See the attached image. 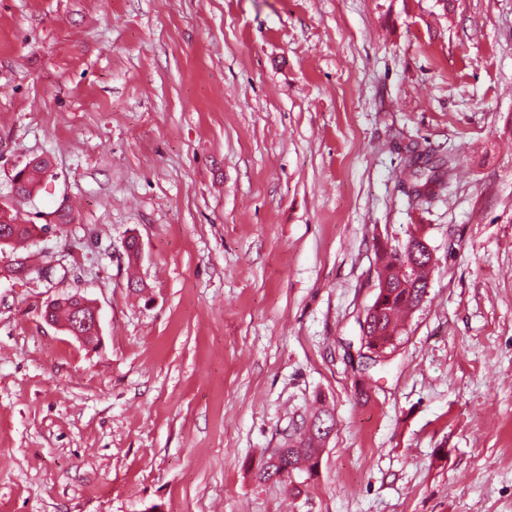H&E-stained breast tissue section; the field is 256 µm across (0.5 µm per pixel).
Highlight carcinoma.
I'll list each match as a JSON object with an SVG mask.
<instances>
[{
    "instance_id": "1",
    "label": "carcinoma",
    "mask_w": 512,
    "mask_h": 512,
    "mask_svg": "<svg viewBox=\"0 0 512 512\" xmlns=\"http://www.w3.org/2000/svg\"><path fill=\"white\" fill-rule=\"evenodd\" d=\"M413 159L408 167V177L413 189V196L417 202H423L435 195L436 190L442 188L448 177V169L444 163L430 162L423 158V154L417 149H412ZM50 162L46 159L29 161L20 169L24 176L19 187L18 198L25 200L39 191L43 182L48 177ZM37 225L29 224L21 218L20 212L9 208L8 217L0 221V229L7 230L5 239L0 240V253L6 251L15 254L20 249V244L35 237ZM407 256L397 248L382 251L379 273L385 275L389 288L382 298L381 309L372 316V323L368 329L362 330L361 343L364 348L380 347L384 352L391 353L398 348L403 335L400 319L411 313L421 301L428 285L427 268L418 271L405 268ZM72 296H66L55 300L51 318L54 323H59L63 328H68L72 321V310L69 300ZM315 434L304 436L302 434L292 439L287 447L282 449L280 465L269 463L258 471V481H267L272 474L280 470L291 469L301 474L299 484L292 487L296 493H301V486L308 484L316 474L321 449L322 422H333L332 414L326 410H320L312 416Z\"/></svg>"
}]
</instances>
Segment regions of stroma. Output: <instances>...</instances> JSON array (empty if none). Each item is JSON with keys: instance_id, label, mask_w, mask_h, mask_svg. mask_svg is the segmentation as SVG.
I'll use <instances>...</instances> for the list:
<instances>
[{"instance_id": "stroma-1", "label": "stroma", "mask_w": 512, "mask_h": 512, "mask_svg": "<svg viewBox=\"0 0 512 512\" xmlns=\"http://www.w3.org/2000/svg\"><path fill=\"white\" fill-rule=\"evenodd\" d=\"M413 141L455 160L421 203ZM38 156L0 512H512V0H0V204ZM419 227L427 297L363 369ZM71 294L98 347L43 320ZM319 404L315 479L258 482ZM35 161V158L25 164V166L17 171L24 176L22 185L17 191V197L21 200H26L31 197L35 192L39 191L43 182L48 177L50 170V162L47 159ZM16 173V174H17Z\"/></svg>"}]
</instances>
